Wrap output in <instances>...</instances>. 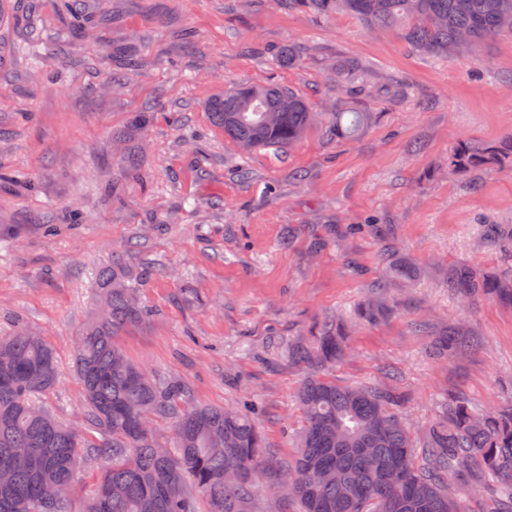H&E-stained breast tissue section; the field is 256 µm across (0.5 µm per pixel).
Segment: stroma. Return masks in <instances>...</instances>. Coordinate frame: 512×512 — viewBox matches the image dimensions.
Masks as SVG:
<instances>
[{"mask_svg":"<svg viewBox=\"0 0 512 512\" xmlns=\"http://www.w3.org/2000/svg\"><path fill=\"white\" fill-rule=\"evenodd\" d=\"M297 43V66L274 65ZM140 60L117 72V53ZM357 66L379 115L356 140L313 128L283 151L244 154L207 105L245 84L299 91L314 111L346 100L333 67ZM118 73V72H117ZM512 135V38L447 58L370 31L344 12L290 11L278 0H9L0 17V334L23 327L54 349L56 388L40 399L81 419L70 368L95 304L93 274L124 253L144 277L149 312L121 336L155 377L183 380L191 401L256 404L264 452L290 459L303 378L271 342L340 318L351 352L329 372L364 385L392 369L401 413L421 435L445 394L477 410L512 400V302L464 298L458 268L512 276L484 232L512 224V166L448 171L459 141ZM248 177H241V169ZM418 270L392 281L391 263ZM388 284L376 323L354 311ZM466 340L440 359L443 330Z\"/></svg>","mask_w":512,"mask_h":512,"instance_id":"obj_1","label":"stroma"}]
</instances>
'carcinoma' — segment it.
Wrapping results in <instances>:
<instances>
[{
    "mask_svg": "<svg viewBox=\"0 0 512 512\" xmlns=\"http://www.w3.org/2000/svg\"><path fill=\"white\" fill-rule=\"evenodd\" d=\"M294 10L327 16L352 14L370 29L397 28L417 52L448 57L493 38L512 35V0H282ZM295 45L280 49L276 64L292 68ZM336 82L355 99L322 122L327 137L353 141L377 118L357 103L367 91L352 65L336 68ZM212 123L244 153L290 148L317 121L307 100L290 87L241 86L211 100ZM512 161V136L495 143L462 140L448 170ZM98 305L74 350L73 367L84 396L82 425L98 431L88 442L79 427L64 423L36 400L59 380L52 347L18 329L0 336V512H73L72 492L83 459L105 461L79 512H252L268 501L281 472L295 480L280 487L297 512H512V403L494 411L471 408L458 395L443 398L421 437L412 436L399 412L404 395L387 382L341 385L325 371L348 350L345 327L320 322L309 336L274 341L275 356L304 370L297 392L302 426L295 454L283 465L264 457L250 407L193 406L187 386L157 381L128 358L119 343L142 323L141 276L124 258L95 276ZM464 297L481 292L512 295L508 281L463 271L452 282ZM390 312L386 286L378 285L359 306L372 323ZM446 358L462 348L459 334L434 342ZM167 420L172 445L161 444L154 420Z\"/></svg>",
    "mask_w": 512,
    "mask_h": 512,
    "instance_id": "1",
    "label": "carcinoma"
}]
</instances>
